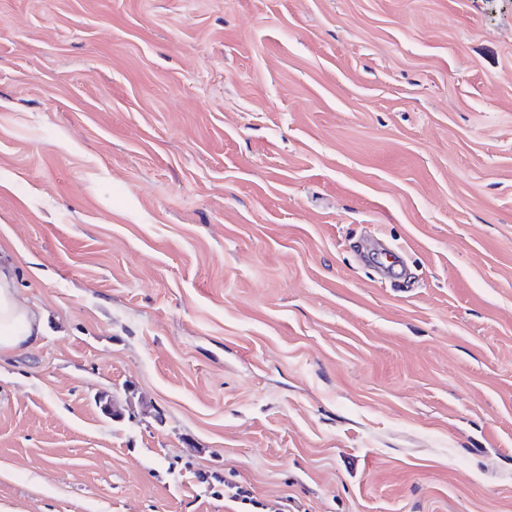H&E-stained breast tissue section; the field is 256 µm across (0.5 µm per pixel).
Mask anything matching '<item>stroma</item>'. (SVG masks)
I'll list each match as a JSON object with an SVG mask.
<instances>
[{"instance_id":"obj_1","label":"stroma","mask_w":512,"mask_h":512,"mask_svg":"<svg viewBox=\"0 0 512 512\" xmlns=\"http://www.w3.org/2000/svg\"><path fill=\"white\" fill-rule=\"evenodd\" d=\"M0 259V512H512V0H0ZM42 334L40 314L18 299L12 268L0 263V354L34 346Z\"/></svg>"}]
</instances>
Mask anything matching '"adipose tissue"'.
<instances>
[{"instance_id": "adipose-tissue-1", "label": "adipose tissue", "mask_w": 512, "mask_h": 512, "mask_svg": "<svg viewBox=\"0 0 512 512\" xmlns=\"http://www.w3.org/2000/svg\"><path fill=\"white\" fill-rule=\"evenodd\" d=\"M42 334L40 314L18 299L12 268L0 263V354L34 346Z\"/></svg>"}]
</instances>
